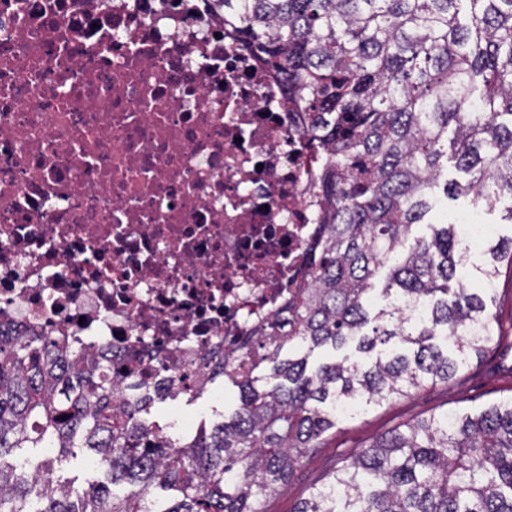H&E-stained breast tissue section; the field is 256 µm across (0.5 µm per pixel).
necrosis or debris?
Returning a JSON list of instances; mask_svg holds the SVG:
<instances>
[{
  "mask_svg": "<svg viewBox=\"0 0 512 512\" xmlns=\"http://www.w3.org/2000/svg\"><path fill=\"white\" fill-rule=\"evenodd\" d=\"M306 139L211 0H0V320L211 393L305 279Z\"/></svg>",
  "mask_w": 512,
  "mask_h": 512,
  "instance_id": "1",
  "label": "necrosis or debris"
}]
</instances>
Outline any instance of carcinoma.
<instances>
[{
    "label": "carcinoma",
    "instance_id": "obj_1",
    "mask_svg": "<svg viewBox=\"0 0 512 512\" xmlns=\"http://www.w3.org/2000/svg\"><path fill=\"white\" fill-rule=\"evenodd\" d=\"M215 2L305 113L323 200L306 283L215 366L212 381L238 387L231 421L182 441L145 421L165 396L0 323V512H264L338 409L447 382L493 340L484 296L498 264L512 265V239L486 242L477 290L460 278L471 246L459 225L408 240L446 155L467 179L445 196L512 197V0ZM414 304L423 314H404ZM349 345L365 360L308 366L315 349ZM21 448L53 455L24 471L12 461ZM74 448L131 493L54 478ZM294 512H512V398L404 423L332 468Z\"/></svg>",
    "mask_w": 512,
    "mask_h": 512
}]
</instances>
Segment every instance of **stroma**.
Returning a JSON list of instances; mask_svg holds the SVG:
<instances>
[{
    "label": "stroma",
    "instance_id": "obj_1",
    "mask_svg": "<svg viewBox=\"0 0 512 512\" xmlns=\"http://www.w3.org/2000/svg\"><path fill=\"white\" fill-rule=\"evenodd\" d=\"M464 214L477 216L500 239L512 238V225L503 221L502 207L473 204L470 198L449 200L438 197L424 223L415 225L414 236L428 235L431 225L454 224ZM490 310L502 324L503 339L491 343L481 358L474 360L451 382L428 383L410 395L397 396L371 406L337 422L322 440L317 454L302 463L286 485L263 504L265 512H293L297 503L311 492L316 479L344 459L363 452L377 437L400 424L442 411L478 412L512 397V266L500 263L491 293ZM217 395L199 399L186 397L158 404L154 419L168 422L167 434L182 439L195 432L199 424L213 426L230 417L237 407V389L229 381H217Z\"/></svg>",
    "mask_w": 512,
    "mask_h": 512
}]
</instances>
